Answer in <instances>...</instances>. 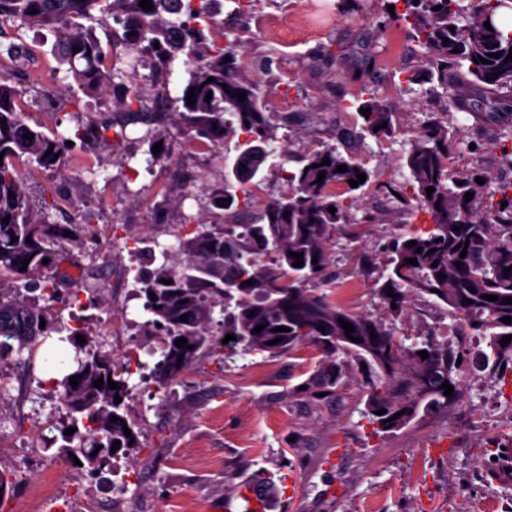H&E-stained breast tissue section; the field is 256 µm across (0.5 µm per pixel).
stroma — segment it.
<instances>
[{"mask_svg": "<svg viewBox=\"0 0 512 512\" xmlns=\"http://www.w3.org/2000/svg\"><path fill=\"white\" fill-rule=\"evenodd\" d=\"M339 2L252 0L251 27L237 51L249 61L244 78L272 93L277 139L264 169V196L288 195L279 170L285 157L347 133L345 148L364 163L371 181L330 241L325 294L334 301L339 288L357 284L360 292L348 310L381 319L405 345L431 335L453 349L477 351L482 337L459 335L447 306L435 297L411 293L407 307L395 314L378 295L389 238L430 222L414 198L396 200L387 189L409 180V140L430 111L451 113L459 129L452 171L480 165L512 178L497 148L499 132L512 130V115L488 123L483 114L453 110L447 95L428 94L420 56L410 51L404 30L378 27L391 0H357L346 13L338 11ZM322 10L333 14L328 27H297L288 42L268 30L271 22ZM20 35L36 45L45 72L44 82L26 87L19 101L28 121L54 108L53 121L42 126L54 136L78 120L115 114L108 97L71 88L53 56L52 32L25 28ZM403 69L414 81H400ZM372 92L396 102L399 134L378 139L361 131L356 107ZM145 131L144 124L128 125L124 140L100 146L81 173L65 179L33 172L23 160L17 164L33 205L47 209L50 223L116 230L120 248L96 256L77 250L73 257L108 275L90 281L101 307L85 327L94 346L127 374L128 415L141 431L138 460H104L102 479L88 481L60 452L69 421L51 385L58 370L41 358L28 366L25 355L10 353L0 360V373L12 383L0 395V418L10 423L0 439V471L9 473L13 489L0 512H84L86 502L105 499L116 483L125 485L141 512H225L228 502L243 512L241 492L254 478L266 495L265 512H512V481L485 476L488 439L512 441V386L492 373L464 371V393L453 408L376 436L365 416L367 375L345 353L333 357L341 371L338 397L316 402L298 387L323 360L321 351L305 346L289 354H250L224 346V328L215 323V344L178 379L158 381L153 367L164 339L145 325L136 283L152 264L135 244L173 241L189 217L204 218L200 200L223 195L225 162L214 151L196 162L172 114L160 127L169 159L146 167ZM61 195L77 211L53 207ZM110 313L126 314L127 321L118 334L105 336L100 320ZM48 464L62 468L49 502L35 492Z\"/></svg>", "mask_w": 512, "mask_h": 512, "instance_id": "35a3bbf8", "label": "stroma"}]
</instances>
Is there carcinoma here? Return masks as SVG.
Segmentation results:
<instances>
[{"mask_svg": "<svg viewBox=\"0 0 512 512\" xmlns=\"http://www.w3.org/2000/svg\"><path fill=\"white\" fill-rule=\"evenodd\" d=\"M401 2L403 11L388 16V21L405 27L412 43L424 49L429 79L437 80L438 87L451 95L457 111L482 112L490 122L500 112H512V60H506L512 30L497 22L502 10L512 9V0ZM139 3L0 0V19L8 18L20 28L53 32L59 64L67 67L75 84L86 93L112 95L122 115L121 120L105 125L81 121L69 135L51 138L40 127L26 123L19 108L24 86L14 74L0 70V153H4L0 160V360L14 350L32 354L51 333L69 332L76 367L56 386L76 431L63 435L61 453L67 458L76 456L84 469L96 474L104 458L133 457L140 448L139 431L125 408L127 381L91 341L77 342L76 335L86 337L88 332L80 325L62 326L54 307L62 282L78 290L91 275V269L83 265L77 267L76 275L59 269L65 257L57 247L64 243L86 246L83 225L51 224L37 214L16 167V161L25 156L37 168L61 174L66 171L67 142L90 137L101 143L120 141L128 125L144 121L143 87L114 82L119 74L108 66L111 52L90 25L108 16L123 25L122 41L157 55V62L150 63L160 85L155 99L163 106L181 104L177 116L185 133L234 154L233 179L225 180L224 195L212 205L236 215L257 210L252 223L233 224L228 229L217 222H199L178 236L175 253L166 248L149 250L157 267L138 279V292L144 298L146 324L165 336L156 372L174 380L193 363L198 352L210 345L207 327L214 307L221 305L224 334L235 336L228 342L232 347L241 344L248 353H291L310 345L328 357L338 351L357 357L373 376L368 382L366 417L375 433L399 430L421 412L431 414L455 406L463 382V364L457 359L463 354L432 336L419 346L406 347L379 321L342 308L318 290V280L330 260V234L345 223L347 211L359 199L355 192L365 187L363 183L352 187L349 180L360 173L369 180L370 171L353 156L321 143L299 156L296 166L280 167L291 185L290 194L260 204L251 189L262 184L258 175L275 137L266 116L268 93L241 76L244 65L236 54L238 29L228 27L224 42L212 43L207 56L189 71L179 95L172 97L168 89L172 64L178 53L194 47L203 24L209 23L208 5L183 0L176 19L163 15L162 0H151L150 10ZM438 5L441 9L433 10ZM486 21L492 30L486 29ZM496 52L501 56L492 57ZM475 57L488 63H475ZM190 92L196 99L193 105L186 101ZM240 92L245 93L242 101L237 97ZM209 93L212 98L207 101ZM357 111L361 131L373 136L395 133L391 101L372 93ZM384 122L387 127L375 129ZM453 143L454 132L434 114L412 140L407 156L411 180L394 194L401 197L411 192L431 224L389 241V259L380 271L377 292L385 304L397 305L398 312L413 290L436 297L448 307L461 334L475 331L487 339L485 348L473 355L472 366L479 371L489 368L504 382L512 379V341L501 344L503 337L512 335V322L501 321L512 317V304L505 303L512 297V179L497 178L479 165L449 173ZM326 158L328 165L322 164ZM339 165L346 166V172H338ZM321 172L325 178L319 182ZM478 178L484 184H478ZM336 186L347 197L338 199L332 192ZM428 187L435 188L430 195ZM468 192L473 197L467 202ZM330 207L335 212H329ZM6 217L10 221L2 222ZM410 241L416 245L408 246ZM464 248L467 253L462 258ZM293 252L301 254L303 265L293 266L297 260ZM413 258L418 265L407 263ZM248 280L252 284H246ZM470 286L475 292L468 290ZM485 294L497 300H485ZM184 314L188 315L186 322L180 321ZM341 319L355 328L351 336H346ZM258 325L263 326L259 333L254 331ZM280 326L289 331H275ZM321 326L325 331L319 330ZM181 337L187 344L178 348L175 341ZM278 337L281 342L269 344ZM352 337L356 341H350ZM423 350L428 352L426 359L418 355ZM71 376L78 377L75 387L69 383ZM99 378L112 380L117 388L95 387ZM339 379L336 365L321 363L304 383L305 391L330 393L339 386ZM445 382L453 386L449 396L441 388ZM381 409L386 413L376 414ZM398 412L401 416L390 420ZM114 416L118 420H112ZM127 428L129 436L125 435ZM116 441L120 445L113 451ZM485 451L496 457L492 465L498 477H512L511 447L491 442Z\"/></svg>", "mask_w": 512, "mask_h": 512, "instance_id": "carcinoma-1", "label": "carcinoma"}]
</instances>
